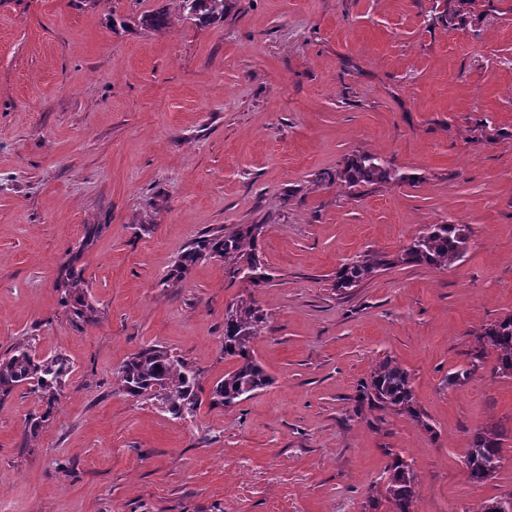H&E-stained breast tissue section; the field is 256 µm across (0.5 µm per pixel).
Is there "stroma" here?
Here are the masks:
<instances>
[{
	"label": "stroma",
	"instance_id": "35a3bbf8",
	"mask_svg": "<svg viewBox=\"0 0 512 512\" xmlns=\"http://www.w3.org/2000/svg\"><path fill=\"white\" fill-rule=\"evenodd\" d=\"M232 0L223 22L177 0H0V355L29 340L70 363L53 418L23 385L0 402V512H388V451L416 512L512 495V378L452 386L481 326L512 314V0ZM167 8L155 31L139 15ZM370 153L416 183L345 188ZM471 234L451 266L396 265L335 288L356 256L427 224ZM260 225L273 275L249 291L222 258L165 280L201 236ZM79 280L91 317L62 302ZM253 294L270 386L227 408L224 318ZM158 344L198 374L173 419L113 371ZM410 374L422 423L362 394ZM505 432L472 483L471 433ZM387 467L384 500L389 504L388 512H415L418 477L403 456L391 451Z\"/></svg>",
	"mask_w": 512,
	"mask_h": 512
}]
</instances>
